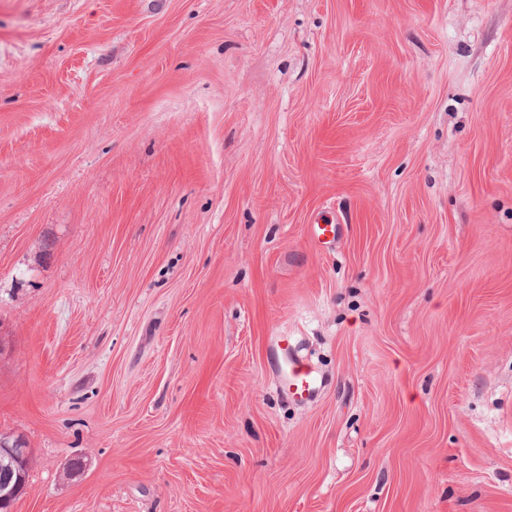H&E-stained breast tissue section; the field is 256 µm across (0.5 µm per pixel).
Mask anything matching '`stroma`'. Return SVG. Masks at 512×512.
Wrapping results in <instances>:
<instances>
[{"label":"stroma","instance_id":"obj_1","mask_svg":"<svg viewBox=\"0 0 512 512\" xmlns=\"http://www.w3.org/2000/svg\"><path fill=\"white\" fill-rule=\"evenodd\" d=\"M0 435L14 512H512V0H0ZM290 344V339L286 336L280 337L278 341L283 355V376L280 387L292 399L299 401L312 399L322 386V379L302 360L292 355ZM33 451L21 439L0 438V510L11 512L24 494Z\"/></svg>","mask_w":512,"mask_h":512}]
</instances>
